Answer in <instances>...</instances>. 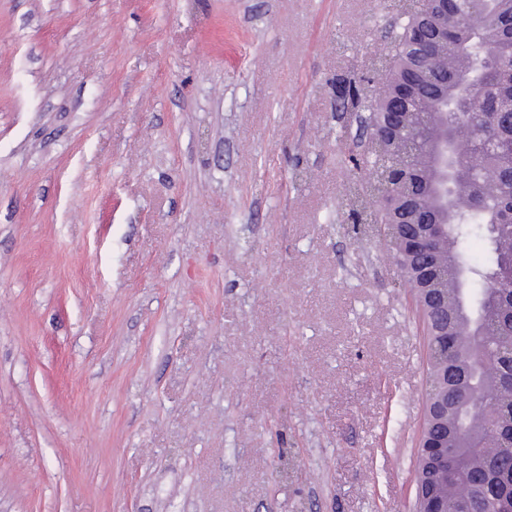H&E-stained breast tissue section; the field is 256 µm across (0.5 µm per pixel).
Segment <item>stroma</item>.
Here are the masks:
<instances>
[{
    "instance_id": "stroma-1",
    "label": "stroma",
    "mask_w": 512,
    "mask_h": 512,
    "mask_svg": "<svg viewBox=\"0 0 512 512\" xmlns=\"http://www.w3.org/2000/svg\"><path fill=\"white\" fill-rule=\"evenodd\" d=\"M391 38L389 0H0V512H412L424 341L336 102Z\"/></svg>"
}]
</instances>
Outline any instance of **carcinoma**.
<instances>
[{
  "mask_svg": "<svg viewBox=\"0 0 512 512\" xmlns=\"http://www.w3.org/2000/svg\"><path fill=\"white\" fill-rule=\"evenodd\" d=\"M482 14L471 0H461L448 31L437 30L432 16L440 13L431 0L426 16L404 19L392 43L382 78L372 94L356 83L344 92L365 110L369 134L380 144L354 165L392 176L380 196L369 194L363 208L378 227L401 270L416 267L410 287L434 289L443 302V289L459 300L448 310L423 308L427 346V378L449 368L451 391L469 387L477 376L481 403L463 408L461 417L448 415L447 427L433 429L436 443L448 444L452 469L440 472L423 488L442 499L447 512H457V497L470 492V512H486L485 494L495 497L499 512H512V289L497 290L494 280L512 268V0H481ZM448 97V131L458 135L461 148L448 216L430 208L427 186L432 173L424 155L432 140L428 113ZM397 99L404 112L414 113L409 124L384 135L387 103ZM448 225V235L431 250L422 220ZM486 242L484 260L471 261L464 244L473 236ZM495 408L499 424L481 427L485 410Z\"/></svg>",
  "mask_w": 512,
  "mask_h": 512,
  "instance_id": "1",
  "label": "carcinoma"
}]
</instances>
